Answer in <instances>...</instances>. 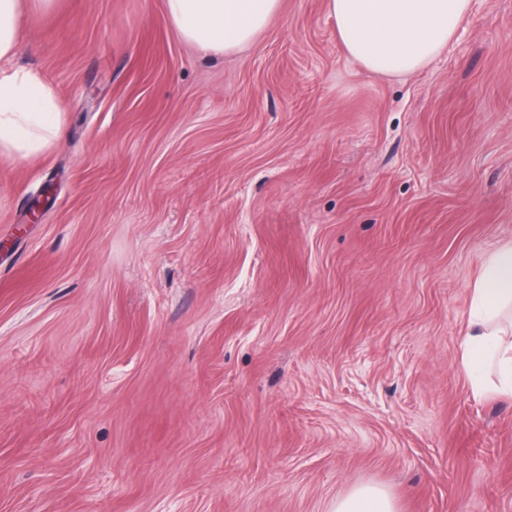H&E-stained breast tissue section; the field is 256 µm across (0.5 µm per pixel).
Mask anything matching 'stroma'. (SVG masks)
Wrapping results in <instances>:
<instances>
[{"mask_svg": "<svg viewBox=\"0 0 512 512\" xmlns=\"http://www.w3.org/2000/svg\"><path fill=\"white\" fill-rule=\"evenodd\" d=\"M20 26L64 115L0 159V512H512V398L460 365L512 239V0L405 77L325 0L225 55L165 0ZM332 512H397L391 495L376 485H360L336 500Z\"/></svg>", "mask_w": 512, "mask_h": 512, "instance_id": "35a3bbf8", "label": "stroma"}]
</instances>
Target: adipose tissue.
I'll return each instance as SVG.
<instances>
[{
    "label": "adipose tissue",
    "instance_id": "1",
    "mask_svg": "<svg viewBox=\"0 0 512 512\" xmlns=\"http://www.w3.org/2000/svg\"><path fill=\"white\" fill-rule=\"evenodd\" d=\"M471 0H326L340 43L365 69L409 75L430 65L451 44ZM281 0H165L183 40L226 54L253 43L278 13ZM64 110L38 74L0 70V157L26 158L57 142ZM470 330L462 366L474 394L512 397V240L490 250L472 290ZM332 512H397L391 495L360 485Z\"/></svg>",
    "mask_w": 512,
    "mask_h": 512
}]
</instances>
